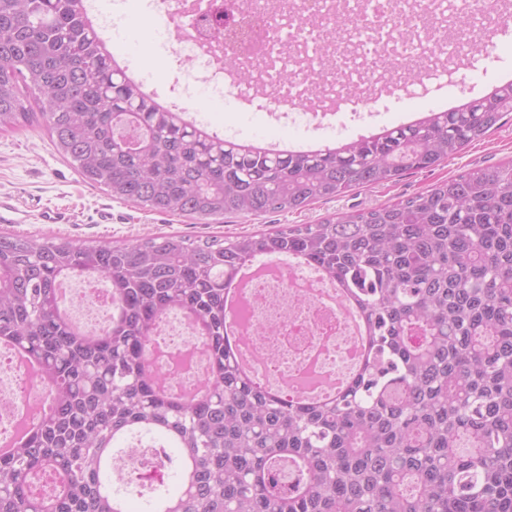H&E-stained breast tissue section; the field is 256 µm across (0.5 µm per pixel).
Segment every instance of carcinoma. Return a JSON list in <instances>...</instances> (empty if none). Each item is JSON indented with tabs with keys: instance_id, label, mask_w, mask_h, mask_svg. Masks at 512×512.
Segmentation results:
<instances>
[{
	"instance_id": "1",
	"label": "carcinoma",
	"mask_w": 512,
	"mask_h": 512,
	"mask_svg": "<svg viewBox=\"0 0 512 512\" xmlns=\"http://www.w3.org/2000/svg\"><path fill=\"white\" fill-rule=\"evenodd\" d=\"M340 13L323 31L349 33ZM512 83L468 107L272 155L211 134L113 68L85 0H0V132L38 126L115 200L190 217L295 212L431 170L500 128ZM296 255L355 299L372 357L333 399L271 397L224 344V290L259 255ZM111 284L109 323L64 312V280ZM179 311L209 377L169 392L146 361ZM0 343L35 363L48 410L0 453V512H130L113 449L134 433L180 451L159 512H512V162L319 224L123 245L0 235ZM282 465L305 474L288 491ZM36 472L56 479L31 493Z\"/></svg>"
}]
</instances>
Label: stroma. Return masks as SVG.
<instances>
[{
  "label": "stroma",
  "instance_id": "stroma-1",
  "mask_svg": "<svg viewBox=\"0 0 512 512\" xmlns=\"http://www.w3.org/2000/svg\"><path fill=\"white\" fill-rule=\"evenodd\" d=\"M485 50L465 55L451 82L428 81L410 93H396L377 104L379 127L407 123L410 114L443 110L453 99L469 102L482 97L512 75V51H500L501 40H512V20L495 19L482 32ZM219 136L240 143L258 138L287 145L307 138L323 139V132L279 121L263 112H243L235 106L223 111L194 113ZM512 160V120L473 142L455 158L422 172L409 171L397 182L357 187L344 196L310 204L294 213H268L247 218L194 219L156 213L112 199L97 185L85 181L76 166L64 159L40 129L0 133V202L15 210L16 223L1 224L0 234L63 238L75 243L96 240L121 245L142 238L179 234L194 240L268 231L284 225L316 224L340 213L372 208L409 197L430 185L474 167L495 166Z\"/></svg>",
  "mask_w": 512,
  "mask_h": 512
}]
</instances>
